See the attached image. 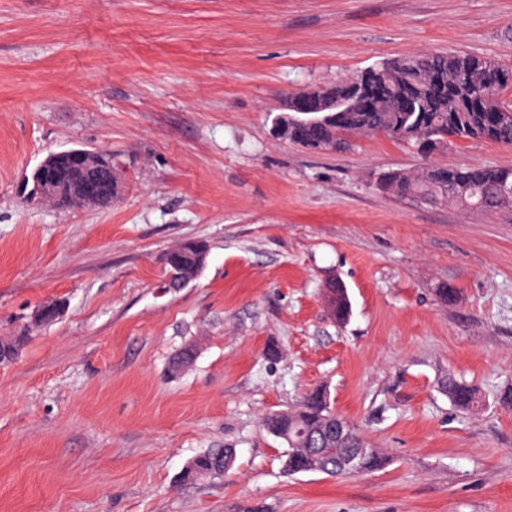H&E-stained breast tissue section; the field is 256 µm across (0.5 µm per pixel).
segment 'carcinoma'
Masks as SVG:
<instances>
[{
    "instance_id": "obj_1",
    "label": "carcinoma",
    "mask_w": 512,
    "mask_h": 512,
    "mask_svg": "<svg viewBox=\"0 0 512 512\" xmlns=\"http://www.w3.org/2000/svg\"><path fill=\"white\" fill-rule=\"evenodd\" d=\"M498 62L466 51L417 53L380 61L371 70L376 79L369 85L350 80L309 90L321 103L344 101L343 107L323 112H297L288 102L286 119L296 118L288 142L311 150L342 149L350 135L382 134L416 149L427 158L451 140L484 141L512 146V112L505 111L501 93L507 86L492 88L483 81L482 71ZM408 98L416 111L405 112L398 100ZM385 190L397 195H420L432 202H452L473 211L501 209L498 188L512 180V167L440 166L427 162L416 170H389ZM208 252L203 241L181 243L163 256L170 276L182 272L197 276L202 257ZM325 300L332 318L343 323L351 313L347 289L328 282ZM451 401L461 409L476 406L474 388L452 378L443 380ZM265 428L274 436L288 437L284 471L342 476L336 461L352 449L364 446L365 439L346 420L336 423L325 393L312 392L295 407L264 418ZM231 448H208L191 458L181 474V482L192 484L217 477L222 467L232 466ZM385 457L371 449L360 459L363 472L382 468Z\"/></svg>"
}]
</instances>
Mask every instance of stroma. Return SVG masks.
<instances>
[{"mask_svg": "<svg viewBox=\"0 0 512 512\" xmlns=\"http://www.w3.org/2000/svg\"><path fill=\"white\" fill-rule=\"evenodd\" d=\"M453 50L512 64V0H0V336L27 334L0 363V512H512V209L382 191L422 159L381 135L334 152L273 131L287 93ZM71 148L111 156V207L22 193ZM430 160L512 167V146ZM192 239L204 269L166 288ZM315 389L384 468L284 473L263 419ZM208 448L232 470L181 483ZM208 251V245L203 241L185 242L167 251L162 260L173 279L179 280L175 276L178 270L188 277H196L202 269V257ZM336 279L328 282L325 289V300L332 318L338 323H344L351 313V302L347 288H335ZM443 387L451 401L461 409L474 408L478 403L475 389L467 384L452 378H446L443 380Z\"/></svg>", "mask_w": 512, "mask_h": 512, "instance_id": "1", "label": "stroma"}]
</instances>
